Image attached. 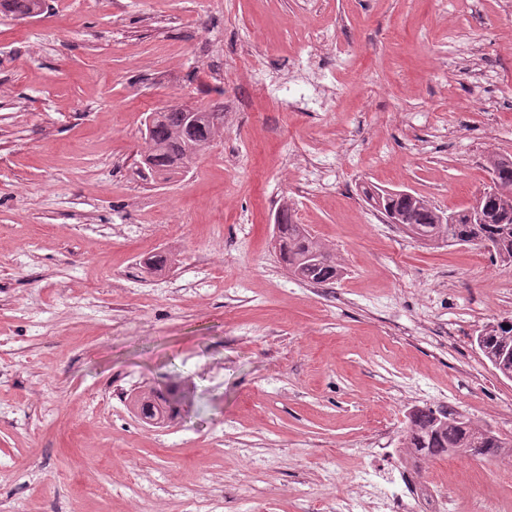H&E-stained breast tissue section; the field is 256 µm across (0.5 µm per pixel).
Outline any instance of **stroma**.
I'll return each instance as SVG.
<instances>
[{"label":"stroma","instance_id":"obj_1","mask_svg":"<svg viewBox=\"0 0 512 512\" xmlns=\"http://www.w3.org/2000/svg\"><path fill=\"white\" fill-rule=\"evenodd\" d=\"M48 4L0 15V512H333L361 475L401 490L411 408L512 437L474 343L512 321V266L363 195L457 210L512 156V0ZM174 104L223 119L186 177L143 181ZM284 207L339 279L278 264ZM173 383L175 421L137 418ZM419 473L445 512H512V457Z\"/></svg>","mask_w":512,"mask_h":512}]
</instances>
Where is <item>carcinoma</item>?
<instances>
[{"label":"carcinoma","instance_id":"obj_1","mask_svg":"<svg viewBox=\"0 0 512 512\" xmlns=\"http://www.w3.org/2000/svg\"><path fill=\"white\" fill-rule=\"evenodd\" d=\"M46 0H0V13L17 19L38 17L47 10ZM201 127L194 137L186 134V113L178 106L158 112L152 136L147 140L151 163H142L136 173L143 180L168 182L184 174L180 162L187 157L191 147L211 132L209 112L198 111ZM490 169L498 175L502 192L487 197L482 202L484 223H471L469 209L453 212L452 224L436 223V213L423 204L421 196L383 195L377 211L394 210L403 216L405 225L414 228L419 236L428 238L433 246H453L463 241L481 246L483 240H493L498 245L494 257L503 263L512 262V159L495 156L488 161ZM274 248L279 260L296 279L322 285L336 280L340 266L330 251L321 246L302 224L292 220L290 209L278 213L274 226ZM478 349L485 360L495 367L498 375L512 373V360L502 359V354L512 349V323L490 324L483 329ZM134 404L150 417L171 420L179 415L170 397L156 393L153 398H134ZM410 427L404 444L411 449L410 459L442 458L457 455V449H466V457L492 461L512 452V440L488 427H479L457 412L416 407L410 411Z\"/></svg>","mask_w":512,"mask_h":512}]
</instances>
